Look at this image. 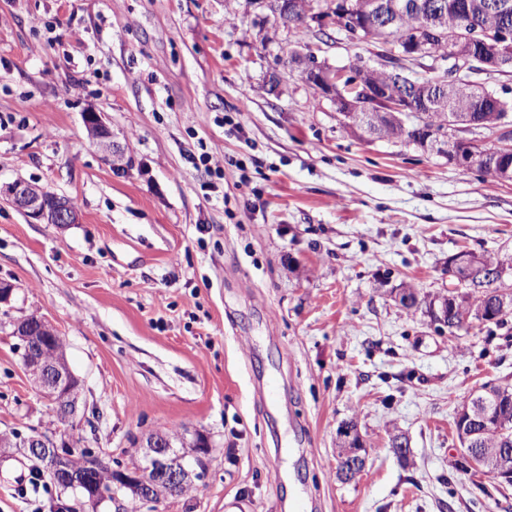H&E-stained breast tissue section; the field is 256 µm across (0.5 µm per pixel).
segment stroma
Wrapping results in <instances>:
<instances>
[{
	"mask_svg": "<svg viewBox=\"0 0 512 512\" xmlns=\"http://www.w3.org/2000/svg\"><path fill=\"white\" fill-rule=\"evenodd\" d=\"M297 43L335 67L369 57L282 25L263 0H0V182L81 216L35 224L0 199V282L15 287L0 433L67 436L115 468L144 466L152 434L205 441L193 490L140 512H512V485L456 469L454 426L481 383L512 386V338L435 331L393 294L455 289L458 250L512 252V183L346 132L284 69ZM32 314L80 381L65 424L12 334ZM350 422L367 464L343 482ZM59 498L24 448H0V512ZM84 123L90 137L105 153L107 160L114 166H121L125 159L123 150L112 141V131L103 122L98 112H87L83 115Z\"/></svg>",
	"mask_w": 512,
	"mask_h": 512,
	"instance_id": "stroma-1",
	"label": "stroma"
}]
</instances>
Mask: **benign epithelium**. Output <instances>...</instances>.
<instances>
[{
  "mask_svg": "<svg viewBox=\"0 0 512 512\" xmlns=\"http://www.w3.org/2000/svg\"><path fill=\"white\" fill-rule=\"evenodd\" d=\"M276 19L285 24L297 14L300 20L311 22L323 33L331 27L347 41H355L360 30L387 32L398 25L405 13L400 0H331L329 8H300L301 0H268ZM458 25L445 29L439 18L448 12L447 0H417L415 11L419 17L416 25L402 29L400 38L386 49L370 50L374 64L358 62L344 67H332L309 49L295 46L288 50V72L302 84L316 87L321 98L332 103L336 112L343 116V123L353 128L355 122L364 120L372 112H385L388 119L406 120L416 134L441 145L440 156L449 164L466 171L477 169L485 155L476 151L478 143L464 134L472 132L477 123L462 124L459 119L448 123V130L426 126V115L436 104L433 86L444 90L460 89L472 100L481 102L479 111L498 112L500 116L489 132L495 141L496 152L512 154V87H498L477 81L474 76L484 74L509 76L512 74V0H488L483 11L495 16L493 25L472 19L469 8L458 5ZM395 68L405 76L398 91L372 80L380 70ZM435 74L434 82L417 80L419 71ZM84 123L90 137L105 153L107 160L116 166L123 164V150L112 141V131L97 112H86ZM463 146L461 150L448 152V145ZM0 198L22 210L33 223L77 224L79 213L70 200L44 188L15 180L0 184ZM480 262L478 256L462 251L448 261V273L464 276ZM430 325L441 331L448 326V298L426 313ZM13 335L20 338L25 353L23 364L39 386L50 392L59 416L69 421L76 412L79 380L66 361L55 356L48 358L42 352L43 342L57 337L52 324L38 317L13 322ZM482 395L472 405L470 420L477 426L486 421L492 402L497 394L491 387L481 389ZM480 432L470 430L462 434L458 463L475 471L477 444ZM25 447L30 454L41 460L47 472L56 481H63L79 496H84L87 486H92L93 499L98 503L118 501L119 493L133 490L140 504L153 503L168 495L190 490L203 472L193 469L185 455L177 452L170 438L154 435L148 438L145 449V466L130 469H114L97 458L94 471L89 464L72 465L75 450L70 439L56 442L35 430L26 438ZM366 465V455L360 450L344 448L338 461L337 476L343 482L355 479Z\"/></svg>",
  "mask_w": 512,
  "mask_h": 512,
  "instance_id": "benign-epithelium-1",
  "label": "benign epithelium"
}]
</instances>
